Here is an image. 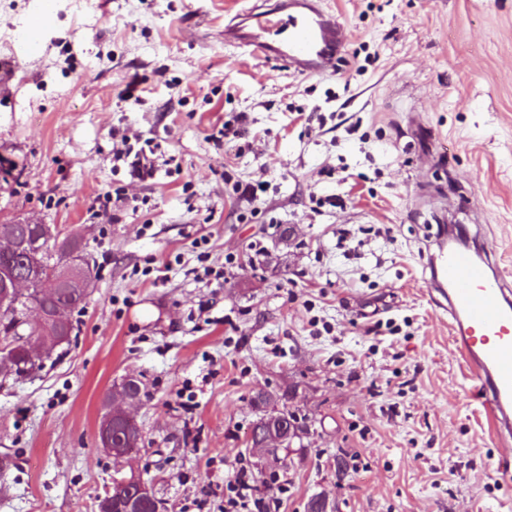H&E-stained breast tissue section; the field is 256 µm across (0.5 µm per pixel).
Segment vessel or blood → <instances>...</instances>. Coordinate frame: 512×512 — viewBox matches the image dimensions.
Instances as JSON below:
<instances>
[{
	"label": "vessel or blood",
	"instance_id": "b4317fda",
	"mask_svg": "<svg viewBox=\"0 0 512 512\" xmlns=\"http://www.w3.org/2000/svg\"><path fill=\"white\" fill-rule=\"evenodd\" d=\"M343 25L322 0H276L241 10L224 28L225 41L252 57L274 58L309 75L332 70ZM430 282L451 315L453 342L467 362L474 400L500 432L512 431V297L491 277L485 262L452 245L429 257Z\"/></svg>",
	"mask_w": 512,
	"mask_h": 512
}]
</instances>
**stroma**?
Returning <instances> with one entry per match:
<instances>
[{
  "label": "stroma",
  "instance_id": "35a3bbf8",
  "mask_svg": "<svg viewBox=\"0 0 512 512\" xmlns=\"http://www.w3.org/2000/svg\"><path fill=\"white\" fill-rule=\"evenodd\" d=\"M252 3L57 0L44 51L0 49V222L82 236L94 276L55 363L0 382V512H98L134 471L167 512H228L261 390L316 420L261 512H512V441L425 279L457 224L512 289V0H326L347 42L320 77L225 45ZM125 136L153 177L114 170ZM115 189L136 208L94 214ZM129 374L151 398L117 459L97 432Z\"/></svg>",
  "mask_w": 512,
  "mask_h": 512
}]
</instances>
